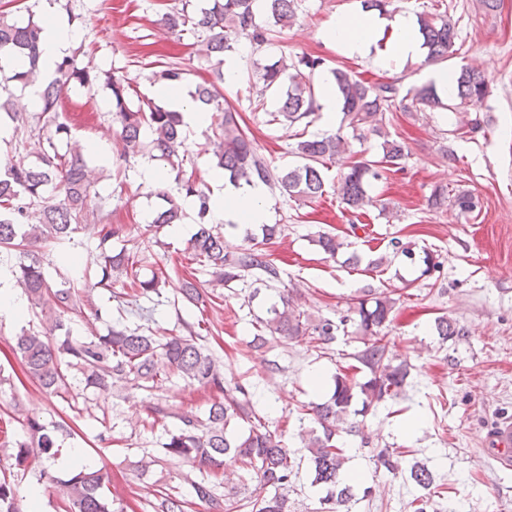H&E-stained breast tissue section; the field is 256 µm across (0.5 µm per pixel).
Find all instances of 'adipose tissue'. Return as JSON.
<instances>
[{
	"label": "adipose tissue",
	"instance_id": "adipose-tissue-1",
	"mask_svg": "<svg viewBox=\"0 0 512 512\" xmlns=\"http://www.w3.org/2000/svg\"><path fill=\"white\" fill-rule=\"evenodd\" d=\"M324 37L349 55L373 57L382 67L418 57L423 52L419 26L412 17L404 14L390 19L378 15L340 14L326 29ZM73 39V30L64 22L56 20L44 27L39 60L44 78L54 76L57 63ZM157 94L166 109L181 113L185 128L200 130L208 125L207 110L195 104L187 85L162 87ZM212 213L217 221L227 225L267 223L269 212L264 185L256 183L239 187L225 183L223 194L213 199Z\"/></svg>",
	"mask_w": 512,
	"mask_h": 512
}]
</instances>
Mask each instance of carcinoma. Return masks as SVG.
<instances>
[{"label":"carcinoma","instance_id":"cac0c4a2","mask_svg":"<svg viewBox=\"0 0 512 512\" xmlns=\"http://www.w3.org/2000/svg\"><path fill=\"white\" fill-rule=\"evenodd\" d=\"M190 0L163 13L161 23L180 37L191 32L204 38L209 55L225 56L234 44L246 39L256 51L272 44L277 29L292 25L299 0H208V6L188 10ZM446 0H434L433 11L418 18L427 48V59L444 60L456 53V23L452 21ZM42 27L33 17L20 25L7 18L0 9V56L14 55L25 60L19 70L0 66V112L16 122L15 148H25L37 141L36 161L10 163L0 172V249L71 243L83 228L90 213L91 183L87 177L84 150L75 143L59 152L55 141L70 139V126L61 120L59 100L61 91L75 80L89 88L102 82L112 92V109L120 130L119 158L126 166L139 159L162 161L176 172L178 193L196 198L199 228L191 239V260L209 270L214 282L227 288L248 277L266 288L281 282L280 269L265 250V245L281 232L277 224L262 225V238L246 233L248 245L235 254L224 247V234L209 226L211 198L192 176L185 173L183 121L172 112L148 99L129 106L131 87L125 80L107 71L91 73L78 68L74 57L66 56L56 68V77L43 83L37 106L43 125L40 132L28 126L18 112L11 111V98L3 97L10 84L22 87L34 85L39 77V39ZM321 57L285 56L256 71L254 109L262 110L264 95L278 94V116L288 122L309 126L317 109L313 77L324 70ZM342 101V120L330 134L298 133L292 153L299 158L295 165L282 169L271 167L259 154L253 136L239 123L238 112L224 103V96L213 84L196 87V99L210 112L208 129L215 138V167L224 171V178L238 185L259 181L274 186L289 198L315 200L323 195L324 180L321 167L326 161L342 156L349 149V140L361 141L367 132H381L390 121L389 114L425 109L468 108L480 103L488 93V85L479 73L463 68L454 81L452 103H443L433 85L415 90L412 98L399 97L394 83H369L349 73L330 69ZM403 146L386 139L382 155L377 160L347 162L340 176L338 192L345 208L353 214L363 213L373 205L367 193L371 181L381 177V171L402 169ZM155 195L163 201L154 223L163 226L177 224L181 207L167 191L158 189ZM39 207L40 220L29 223L31 209ZM428 207L444 211L450 207L461 213L476 209L475 196L465 190L435 187ZM96 220L101 251L97 255L99 279L78 282L62 278L56 283L47 278L41 262L32 258L20 260L15 271L17 283L24 290L31 310H49V332L21 329L12 346L20 358L25 374L46 393L60 397L68 389L69 371L82 373L85 383L101 391L112 387V380H122L149 396L145 404L147 418L152 422L172 420L164 443L165 455L179 458L198 471L200 477L189 480L192 499L182 498L168 486L154 489L148 506L153 512H187L192 501L208 507L210 512H291L289 493L294 491L299 462L294 451L284 443L283 431L271 428L268 419L258 408L253 386L224 382V365L200 343L201 334L188 322L186 336H169L160 341L149 328L138 324L131 328L117 322L107 334L88 341L70 338L67 327L74 317L83 314L85 293L93 288L112 289V274H123L136 286L135 296L154 305L162 304V277L141 276V255L126 246L104 249V244L125 237L124 226L109 222V214L98 212ZM315 245L326 255L336 256L343 248L336 236L321 232ZM368 298L350 309V314L335 322L329 318L309 320L297 310L289 297L279 296L266 310L267 317L256 319L252 343L263 348L284 339L307 338L316 347L327 346L336 338L340 327H355L363 348L353 354L356 364L334 376L331 396L311 406L317 427L311 429L304 448L311 473V486L322 493L320 504L327 512H343L354 498V487L344 481L346 448L339 442L341 434L356 432L353 417L366 414L374 405L396 398L407 378V365L393 363L390 341L385 329L393 321L397 299L385 291L367 289ZM434 328L443 340L465 335L459 323L445 316L435 320ZM61 331L63 336L53 340L48 333ZM177 375L189 384H198L217 393L204 416L193 411L177 409L157 397L155 391L162 382ZM71 430L56 423L47 427L37 421L26 423L23 439L7 434L0 436V446L17 449L16 464L30 469L38 476L28 491V498L39 499L54 490L66 503L68 512H126L121 501L109 499L105 488L111 482L109 472L88 465L82 466L67 479H59L49 471L48 462L57 452V433ZM234 465L259 477L265 494L247 502L237 499V491L224 493L221 488L224 470ZM411 479L420 487L438 493L432 473L425 467L413 465ZM0 512H26L17 488L6 478L0 479Z\"/></svg>","mask_w":512,"mask_h":512}]
</instances>
